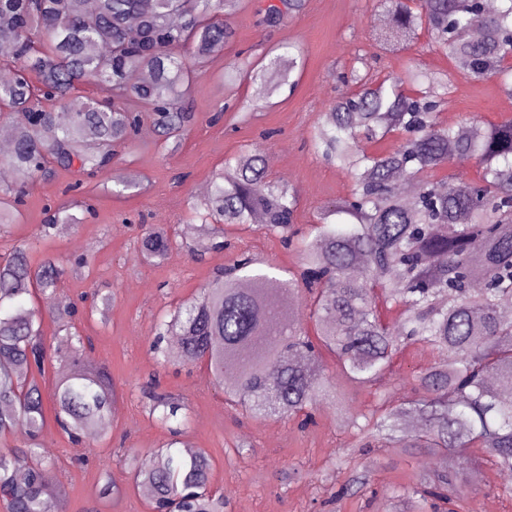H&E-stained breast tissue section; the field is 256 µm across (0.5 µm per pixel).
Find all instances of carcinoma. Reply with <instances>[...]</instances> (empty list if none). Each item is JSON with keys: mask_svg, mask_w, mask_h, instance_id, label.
<instances>
[{"mask_svg": "<svg viewBox=\"0 0 512 512\" xmlns=\"http://www.w3.org/2000/svg\"><path fill=\"white\" fill-rule=\"evenodd\" d=\"M261 8L263 22L280 23L304 0ZM235 0H0V43L12 51L0 64L16 71L0 83V109L8 110L11 149L0 168V234L16 220L31 177L52 168L93 178L112 151L132 139L148 118L165 145L177 148L194 123L185 99L191 65L223 51L235 31L222 9ZM389 28L374 41L385 53L409 49L427 28L435 51L477 82L495 81L512 100V0L489 11L483 0H377ZM484 29L480 39L471 29ZM298 56L286 50L269 60L238 58L225 68L229 81L249 79L265 98L291 75ZM354 89L323 112L310 133L315 151L344 170L347 197L323 207L321 222L296 228L297 192L272 177L258 149L224 162L203 200L204 224L196 257L230 247L212 235L210 219L224 226L261 228L296 247L300 265L279 277L269 258L244 256L217 270L201 295L155 323L149 350L161 368L194 366L203 357L224 401L260 420L312 421L316 400L335 399L324 355L345 377L371 385L406 347L423 344L434 364L415 376L416 398L394 405L382 395L367 410H350L347 426L383 448H426L436 457L478 448L500 472H512V320L500 307L512 302V117L477 120L466 134L439 119L451 93L447 72L410 68L383 76L357 56ZM102 97L78 112L54 111L86 83ZM388 151L366 146L389 139ZM457 158L475 163L474 178L436 173ZM91 204L58 207L40 238L70 224ZM168 228L146 229L140 250L161 262L174 248ZM68 269L46 254L34 263L28 248L0 254V435L19 433L24 445L0 449V500L8 512H55L61 490L51 481L55 459L44 451L49 422L68 436L74 459L118 397L109 369L81 358L84 336L74 330L77 308L62 300L51 312L64 332L61 348L45 342L36 297H57ZM309 294L298 312L299 291ZM58 371L52 406L40 386L53 360ZM158 373L143 386L148 415L163 425L186 422L187 404L159 391ZM410 412L422 428L403 427ZM186 438L156 449L150 466H131L132 487L150 492L151 508L166 512H227L224 495L210 488V463ZM437 493L450 500L457 481L437 475Z\"/></svg>", "mask_w": 512, "mask_h": 512, "instance_id": "1", "label": "carcinoma"}]
</instances>
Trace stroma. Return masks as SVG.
<instances>
[{
  "label": "stroma",
  "mask_w": 512,
  "mask_h": 512,
  "mask_svg": "<svg viewBox=\"0 0 512 512\" xmlns=\"http://www.w3.org/2000/svg\"><path fill=\"white\" fill-rule=\"evenodd\" d=\"M256 6L257 0H237L233 8L224 9L223 19L236 37L191 73L196 120L177 151L157 136L139 135L131 146L118 148L111 164L82 186H75L74 176L64 171L35 176L15 224L0 236V253L23 245L35 262L47 251L69 261L85 260L81 275L64 285L71 301L82 302L97 290L113 294L105 320H88L81 327L92 340L89 358L106 365L122 390L116 411L108 427L88 442L86 463L70 460L68 439L59 431H48L44 439L56 459L52 474L66 490L60 499L63 512H151L147 496L131 488L124 462L148 464L153 449L169 437L142 405L140 389L156 371L162 389L188 403L189 439L210 457L212 483L223 490L228 512H392L391 504L404 487L440 466L423 448L352 451L358 437L343 416L344 409L366 408L376 392L397 404L411 400L415 374L435 361L426 346H411L370 388L351 384L333 360H326L336 399L316 402L315 423L304 432L291 420L243 415L225 404L223 391L206 369L172 366L161 371L149 352L155 321L195 298L216 269L241 252L274 259L284 268L297 263L295 252L258 229L240 231L230 248L192 258L186 244L196 237V223L187 203L200 198L201 184H213L225 159L254 147L263 155L279 156L270 172L296 188L302 225L318 223L322 206L349 192L346 172L314 153L309 134L341 93L339 75L348 71L354 54L375 51V0H307L302 12L274 28L259 22ZM288 45L300 46L304 57L295 88H282L267 100L255 85L225 80V66L241 53L258 56ZM411 65L450 71L454 91L440 110L441 121L461 126L474 116L487 123L512 116V100L495 83L476 82L451 70L447 59L431 50L428 35H421L411 50L382 56L377 68L398 73ZM242 108L249 113L244 121L237 117ZM74 197L89 198L94 215L57 231L50 240L34 241L48 209ZM145 224L168 225L184 247L173 248L161 264L146 261L137 244ZM467 455V490L450 512H512V499L502 494L512 480L485 464L478 449H468ZM104 467L123 490L117 500L97 497ZM362 470L369 473L366 487L350 493L352 476Z\"/></svg>",
  "instance_id": "35a3bbf8"
}]
</instances>
